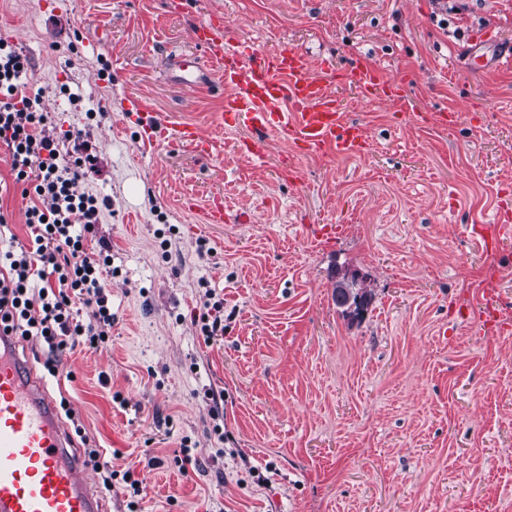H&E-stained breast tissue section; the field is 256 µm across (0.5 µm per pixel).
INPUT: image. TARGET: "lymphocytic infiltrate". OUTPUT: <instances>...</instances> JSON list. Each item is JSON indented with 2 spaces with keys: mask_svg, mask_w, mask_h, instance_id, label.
Here are the masks:
<instances>
[{
  "mask_svg": "<svg viewBox=\"0 0 512 512\" xmlns=\"http://www.w3.org/2000/svg\"><path fill=\"white\" fill-rule=\"evenodd\" d=\"M28 66L0 41V144L9 152L15 184L31 198L26 244L0 258V325L41 340L51 369L67 348H95L110 335L104 277L112 272V256L88 245L102 204L77 192L86 161L76 152L61 156L42 92L26 83Z\"/></svg>",
  "mask_w": 512,
  "mask_h": 512,
  "instance_id": "obj_1",
  "label": "lymphocytic infiltrate"
}]
</instances>
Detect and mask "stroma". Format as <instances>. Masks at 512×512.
Listing matches in <instances>:
<instances>
[{
  "label": "stroma",
  "instance_id": "1",
  "mask_svg": "<svg viewBox=\"0 0 512 512\" xmlns=\"http://www.w3.org/2000/svg\"><path fill=\"white\" fill-rule=\"evenodd\" d=\"M463 2L442 31L430 0H0V40L58 131L82 133L78 192L105 202L112 334L44 380L117 473L106 512H512V334H474L472 310L488 291L512 320V242L471 233L512 209V68L466 74L455 55L475 30L511 44L512 0ZM214 16L262 52L379 65L405 98L340 89L367 152L296 157L289 180L284 135L250 158L218 119L224 86L165 66ZM134 99L213 151L145 145ZM417 110L459 119L423 126ZM11 179L0 149V252L27 241ZM215 198L227 218L208 224ZM324 224L345 231L327 243ZM340 269L374 293L353 321L333 300ZM209 290L224 332L207 339L193 315Z\"/></svg>",
  "mask_w": 512,
  "mask_h": 512
}]
</instances>
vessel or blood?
Returning a JSON list of instances; mask_svg holds the SVG:
<instances>
[{"instance_id":"vessel-or-blood-1","label":"vessel or blood","mask_w":512,"mask_h":512,"mask_svg":"<svg viewBox=\"0 0 512 512\" xmlns=\"http://www.w3.org/2000/svg\"><path fill=\"white\" fill-rule=\"evenodd\" d=\"M194 41L220 66L227 91L222 120L256 133V140L246 144L252 156H263V137L269 133L287 135L291 148L307 155L367 151L363 126L344 122L340 98L324 78L314 75L304 51L284 46L262 54L247 40L225 42L218 18L199 25ZM171 64L192 84L212 78L197 56L181 53ZM325 69L365 101L404 98L403 86L387 80L378 67L361 62L339 72L329 63ZM144 129L148 145L166 140L200 153L209 150L187 122L150 119ZM476 318L488 330L512 332V322L498 318L491 295L479 300ZM87 470L44 380L18 355L13 337L0 333V512H104L98 490L85 477Z\"/></svg>"}]
</instances>
